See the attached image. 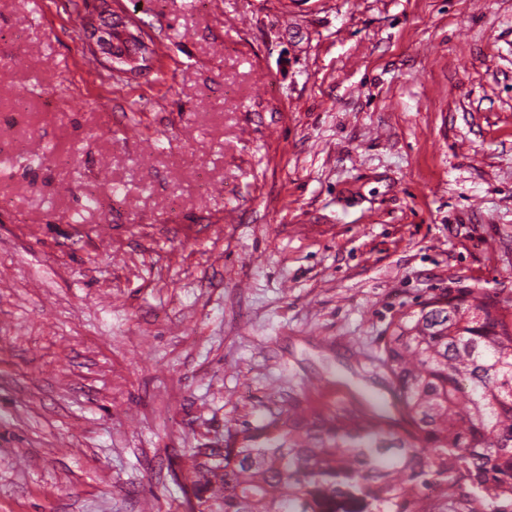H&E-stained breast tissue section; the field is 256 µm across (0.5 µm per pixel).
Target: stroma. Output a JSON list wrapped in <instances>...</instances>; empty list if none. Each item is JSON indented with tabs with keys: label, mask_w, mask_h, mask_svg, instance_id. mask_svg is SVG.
I'll return each mask as SVG.
<instances>
[{
	"label": "stroma",
	"mask_w": 512,
	"mask_h": 512,
	"mask_svg": "<svg viewBox=\"0 0 512 512\" xmlns=\"http://www.w3.org/2000/svg\"><path fill=\"white\" fill-rule=\"evenodd\" d=\"M0 0V512H219L188 456L388 404L385 336L512 298V0ZM96 2L98 1L84 0V12L80 17L86 19L92 13L95 23L93 27L82 23V29L87 31L89 36L96 37V46L109 59L105 66L112 74L117 76L137 74L145 67L140 62L146 63L151 59L152 52L149 44L139 33L132 31L137 25L118 16H112L113 14L105 17L99 11L91 12L90 7Z\"/></svg>",
	"instance_id": "stroma-1"
}]
</instances>
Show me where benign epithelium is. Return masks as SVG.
<instances>
[{
    "label": "benign epithelium",
    "instance_id": "obj_1",
    "mask_svg": "<svg viewBox=\"0 0 512 512\" xmlns=\"http://www.w3.org/2000/svg\"><path fill=\"white\" fill-rule=\"evenodd\" d=\"M97 0H84V12L81 17H95L96 23L89 27L82 25L89 36L96 39L97 49L106 55V68L117 76L134 75L143 69V64L151 59V48L140 34L133 32L135 25L114 16H104L100 12H91L90 7Z\"/></svg>",
    "mask_w": 512,
    "mask_h": 512
}]
</instances>
